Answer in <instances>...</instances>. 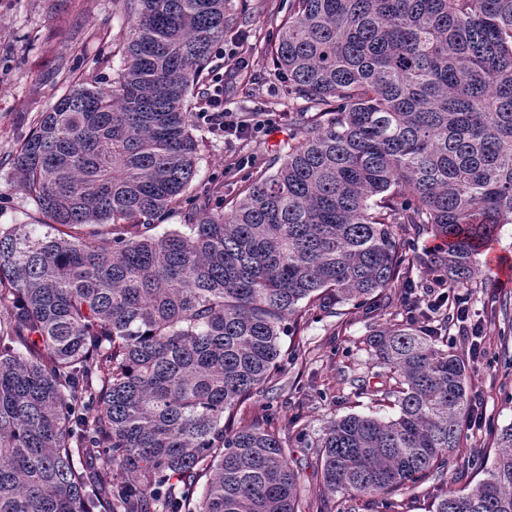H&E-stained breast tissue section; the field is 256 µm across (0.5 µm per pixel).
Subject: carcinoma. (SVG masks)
<instances>
[{"label":"carcinoma","instance_id":"cac0c4a2","mask_svg":"<svg viewBox=\"0 0 512 512\" xmlns=\"http://www.w3.org/2000/svg\"><path fill=\"white\" fill-rule=\"evenodd\" d=\"M225 2L128 0L117 81L71 85L15 153L43 221L0 227V512H301L272 415L231 423L281 336L312 307L380 310L417 265L464 288L512 224V0H292L268 52L302 140L230 211L158 233ZM452 317L411 302L370 331L398 412L312 441L338 512L423 485L434 512H512V424L484 479L446 487L473 404L437 343Z\"/></svg>","mask_w":512,"mask_h":512}]
</instances>
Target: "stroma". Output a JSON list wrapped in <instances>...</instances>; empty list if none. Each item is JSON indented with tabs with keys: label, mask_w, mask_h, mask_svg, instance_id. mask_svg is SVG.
<instances>
[{
	"label": "stroma",
	"mask_w": 512,
	"mask_h": 512,
	"mask_svg": "<svg viewBox=\"0 0 512 512\" xmlns=\"http://www.w3.org/2000/svg\"><path fill=\"white\" fill-rule=\"evenodd\" d=\"M290 0H227L233 28L209 64L224 80V106L235 117L255 114L261 132L243 138H223L195 123L199 143L196 175L184 195L186 203L208 201L210 209L229 211L252 179L272 174L291 145L301 138L291 118L303 100H289L288 83L265 53L288 14ZM126 0H0V225L35 224L41 219L34 204L17 185L13 157L23 138L75 82L106 86L121 66L117 54L126 34ZM223 182L224 194L206 198L212 183ZM473 321L483 323L481 357L468 358L471 337L449 328L439 337L468 360V391L478 401L486 421L465 429L459 450L448 465V486L461 489L484 477L477 457L498 451L496 431L512 424V285L498 271L468 289ZM342 316L320 311L308 315L303 328L282 337L288 357L281 372L264 391L247 400L235 422L243 425L273 414L276 429L298 471L302 512H336V502L324 495L317 449L310 443L336 418L355 413L392 417L390 402L375 400L385 377H372L366 338L382 324L378 314L344 305ZM369 378L366 394L341 383V374Z\"/></svg>",
	"instance_id": "obj_1"
}]
</instances>
